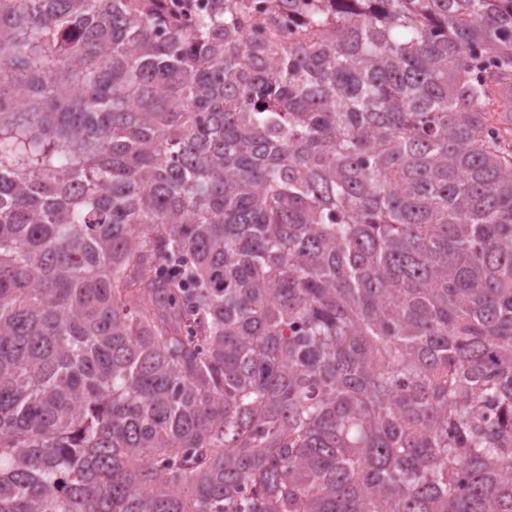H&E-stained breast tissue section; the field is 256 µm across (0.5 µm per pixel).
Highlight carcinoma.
Segmentation results:
<instances>
[{"instance_id":"cac0c4a2","label":"carcinoma","mask_w":512,"mask_h":512,"mask_svg":"<svg viewBox=\"0 0 512 512\" xmlns=\"http://www.w3.org/2000/svg\"><path fill=\"white\" fill-rule=\"evenodd\" d=\"M216 2L0 0V512H512V0Z\"/></svg>"}]
</instances>
